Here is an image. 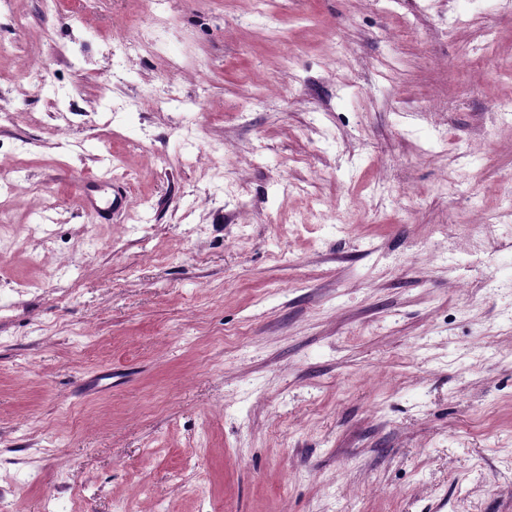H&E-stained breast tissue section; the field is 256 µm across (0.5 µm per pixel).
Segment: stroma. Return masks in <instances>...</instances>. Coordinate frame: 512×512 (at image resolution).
<instances>
[{
	"label": "stroma",
	"mask_w": 512,
	"mask_h": 512,
	"mask_svg": "<svg viewBox=\"0 0 512 512\" xmlns=\"http://www.w3.org/2000/svg\"><path fill=\"white\" fill-rule=\"evenodd\" d=\"M1 112L0 512H512V12L13 0ZM107 190H109V184L105 177L94 179L93 185L81 194L83 207L100 215L112 211L113 209L122 208L125 205V200L117 196L112 198L111 193L108 194L105 192ZM102 191L104 195L100 193Z\"/></svg>",
	"instance_id": "stroma-1"
}]
</instances>
